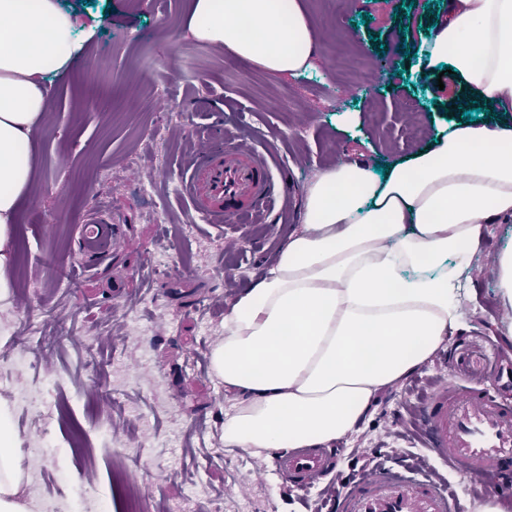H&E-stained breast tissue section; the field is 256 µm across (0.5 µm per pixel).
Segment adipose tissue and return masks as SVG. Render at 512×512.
<instances>
[{
	"label": "adipose tissue",
	"instance_id": "ef3b65f1",
	"mask_svg": "<svg viewBox=\"0 0 512 512\" xmlns=\"http://www.w3.org/2000/svg\"><path fill=\"white\" fill-rule=\"evenodd\" d=\"M198 40L273 75L307 69L319 50L299 0H192ZM59 0H0V306L46 82L80 51ZM463 93L512 112V0H451L427 51ZM301 230L224 314L212 375L233 396L227 449L256 457L330 447L377 396L402 382L461 324L460 277L493 219H512V122L449 127L385 174L352 160L307 186ZM29 470L12 407L0 398V512H30Z\"/></svg>",
	"mask_w": 512,
	"mask_h": 512
}]
</instances>
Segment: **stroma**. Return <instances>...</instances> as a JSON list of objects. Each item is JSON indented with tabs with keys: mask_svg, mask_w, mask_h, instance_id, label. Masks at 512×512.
I'll use <instances>...</instances> for the list:
<instances>
[{
	"mask_svg": "<svg viewBox=\"0 0 512 512\" xmlns=\"http://www.w3.org/2000/svg\"><path fill=\"white\" fill-rule=\"evenodd\" d=\"M189 4L86 0L74 13L90 37L47 83L13 245L17 293L0 307V397L21 451L40 456L25 487L32 512H102L117 470L171 512H335V487L412 457L481 512L485 494L421 445L407 400L448 376L457 346L495 344L512 357L502 334L512 310L495 276L512 222L488 225L462 277V328L378 395L364 425L339 440L334 477L312 489L286 481L276 457L225 451L232 399L208 365L225 310L301 229L293 214L320 170L356 159L389 166L460 121L451 74L407 64L400 51L402 30L429 39L448 0H301L320 53L282 77L197 40ZM218 131L263 153L295 193L274 195L265 217L208 223L177 187L189 153ZM94 220L102 236L120 230L121 244L85 245L82 227ZM78 428L84 454L74 457Z\"/></svg>",
	"mask_w": 512,
	"mask_h": 512,
	"instance_id": "1",
	"label": "stroma"
}]
</instances>
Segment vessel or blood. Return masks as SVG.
<instances>
[{
  "mask_svg": "<svg viewBox=\"0 0 512 512\" xmlns=\"http://www.w3.org/2000/svg\"><path fill=\"white\" fill-rule=\"evenodd\" d=\"M180 191L219 224L242 212H264L273 195L267 163L256 151L236 144L202 147L180 182ZM448 378L417 397L419 426L426 447L446 463L475 478L512 476V401L494 398L486 382L512 393V360L466 351L452 358ZM338 453L300 448L283 455L282 473L300 489L310 488L335 468ZM446 483L417 479L385 466L370 469L342 489L336 512H456Z\"/></svg>",
  "mask_w": 512,
  "mask_h": 512,
  "instance_id": "1",
  "label": "vessel or blood"
}]
</instances>
